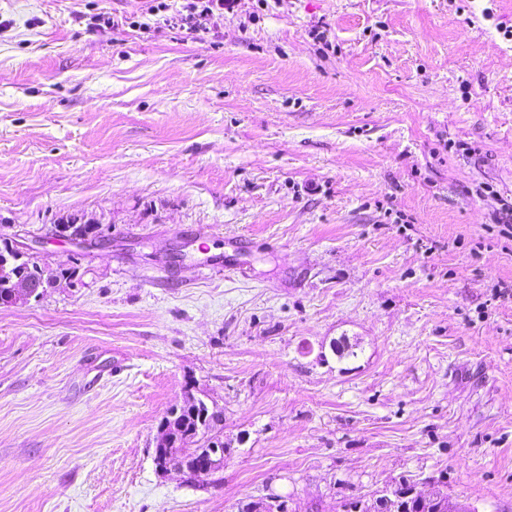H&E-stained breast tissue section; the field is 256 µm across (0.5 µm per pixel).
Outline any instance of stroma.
Here are the masks:
<instances>
[{"mask_svg": "<svg viewBox=\"0 0 512 512\" xmlns=\"http://www.w3.org/2000/svg\"><path fill=\"white\" fill-rule=\"evenodd\" d=\"M161 2L0 0V243L75 270L0 308V512H512V0ZM190 393L193 486L153 462ZM234 1L227 0H193L187 8L189 11L188 18L193 19L195 15L199 17H213L217 13L218 16L224 15V6L229 7ZM182 405L172 408L161 421L155 440V448L167 451L177 450L188 463L189 461L191 462V459L203 456L204 460L201 465L194 464L193 466L196 478L201 475H211L216 470L224 469V448H217L214 444L208 442L210 448H195L190 454L186 449L199 441L197 436L200 428H204V433L208 434L209 437L204 436L198 445H202L207 439L224 442L220 435L222 427L218 425L223 422L221 413L211 409L207 420L201 423L199 414L195 415L190 408L184 409L181 418L184 428V446L181 440V426L179 425V418L181 416L179 411ZM182 446L184 447L180 448ZM411 483V482H410ZM412 489L408 491L406 494L407 498H410V505L414 512H431V511H437L439 510V507L433 508L432 506L435 505L438 501L437 506H441V510L438 512H445L443 510L444 506L448 504V511L447 512H468L465 507L458 506L457 504L453 503L452 501L448 500V494L444 492L443 488L445 487L444 483L440 486L437 485V491L439 495V500L437 496V491L435 486L429 483L431 486L429 490H420L418 489L417 484L411 483Z\"/></svg>", "mask_w": 512, "mask_h": 512, "instance_id": "1", "label": "stroma"}]
</instances>
